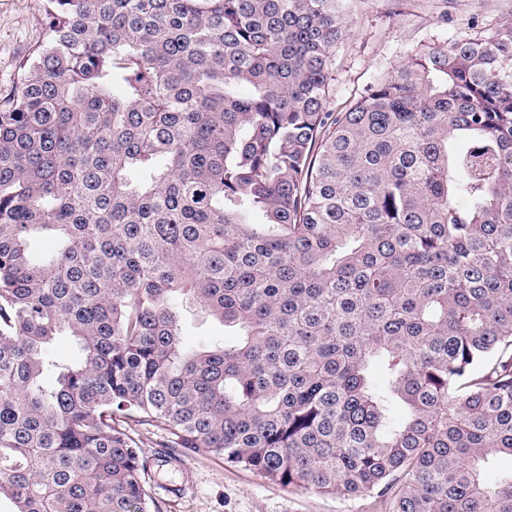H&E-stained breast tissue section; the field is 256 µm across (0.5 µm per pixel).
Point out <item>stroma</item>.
I'll list each match as a JSON object with an SVG mask.
<instances>
[{
  "instance_id": "1",
  "label": "stroma",
  "mask_w": 512,
  "mask_h": 512,
  "mask_svg": "<svg viewBox=\"0 0 512 512\" xmlns=\"http://www.w3.org/2000/svg\"><path fill=\"white\" fill-rule=\"evenodd\" d=\"M42 0H0V90L42 41ZM350 33L336 50L331 109L358 98L373 79L415 49L462 32L512 26V0H353ZM147 486L162 512H372L370 500L301 491L224 462L199 448L155 462Z\"/></svg>"
}]
</instances>
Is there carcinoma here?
<instances>
[{
  "label": "carcinoma",
  "instance_id": "obj_1",
  "mask_svg": "<svg viewBox=\"0 0 512 512\" xmlns=\"http://www.w3.org/2000/svg\"><path fill=\"white\" fill-rule=\"evenodd\" d=\"M348 2L43 0L0 92L13 512H160L135 427L381 512H512V26L336 111ZM187 309L238 339L187 348Z\"/></svg>",
  "mask_w": 512,
  "mask_h": 512
}]
</instances>
